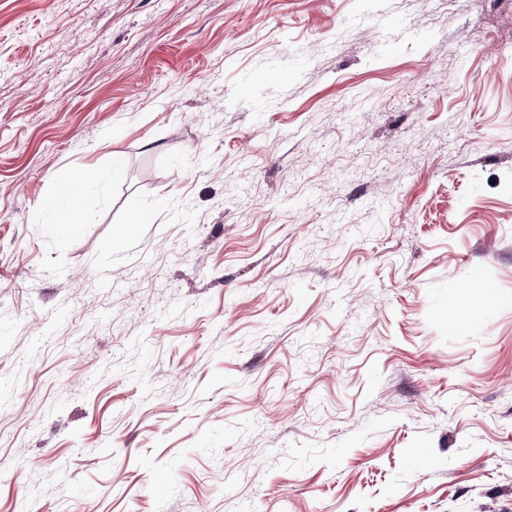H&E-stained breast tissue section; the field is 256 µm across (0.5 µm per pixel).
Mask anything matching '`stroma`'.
Returning <instances> with one entry per match:
<instances>
[{
    "label": "stroma",
    "mask_w": 512,
    "mask_h": 512,
    "mask_svg": "<svg viewBox=\"0 0 512 512\" xmlns=\"http://www.w3.org/2000/svg\"><path fill=\"white\" fill-rule=\"evenodd\" d=\"M0 512H512V6L0 0ZM108 176V173L99 171L96 167H85L76 172L68 173L64 180L60 181L58 188L61 196L68 199V207L59 212L56 217V224L73 230L77 224L82 223V202L76 192L78 186L97 182L99 179Z\"/></svg>",
    "instance_id": "stroma-1"
}]
</instances>
